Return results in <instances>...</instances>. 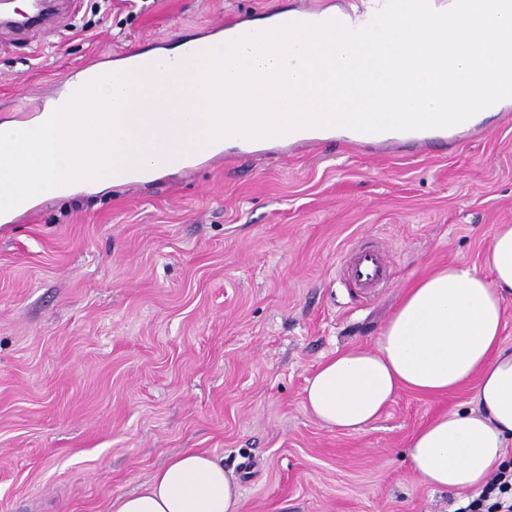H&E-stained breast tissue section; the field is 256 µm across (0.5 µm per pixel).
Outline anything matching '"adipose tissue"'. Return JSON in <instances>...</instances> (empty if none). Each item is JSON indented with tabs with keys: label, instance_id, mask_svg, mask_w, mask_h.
Instances as JSON below:
<instances>
[{
	"label": "adipose tissue",
	"instance_id": "obj_1",
	"mask_svg": "<svg viewBox=\"0 0 512 512\" xmlns=\"http://www.w3.org/2000/svg\"><path fill=\"white\" fill-rule=\"evenodd\" d=\"M512 298V224L497 225L482 266L453 263L416 280L371 347L326 357L304 405L330 430L364 431L403 392L441 396L466 384L470 408L442 413L407 444L435 490L482 488L512 447V347L502 330ZM238 487L208 454L172 458L111 512H239Z\"/></svg>",
	"mask_w": 512,
	"mask_h": 512
}]
</instances>
